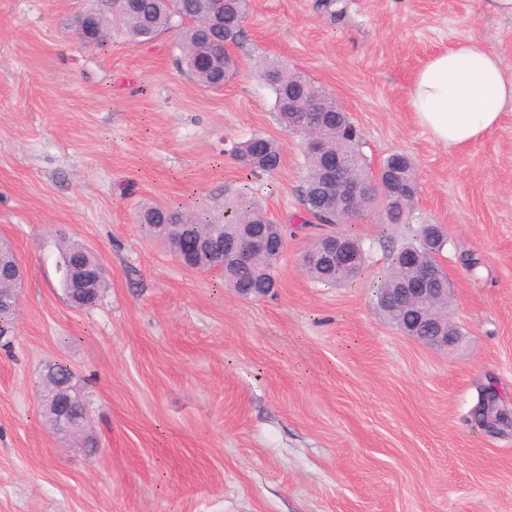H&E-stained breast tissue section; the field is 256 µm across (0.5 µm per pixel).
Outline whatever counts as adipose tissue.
<instances>
[{
  "instance_id": "adipose-tissue-1",
  "label": "adipose tissue",
  "mask_w": 512,
  "mask_h": 512,
  "mask_svg": "<svg viewBox=\"0 0 512 512\" xmlns=\"http://www.w3.org/2000/svg\"><path fill=\"white\" fill-rule=\"evenodd\" d=\"M416 123L448 148L471 145L494 129L512 106V77L482 40L456 42L415 75L409 89Z\"/></svg>"
}]
</instances>
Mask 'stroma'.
<instances>
[{"instance_id": "obj_1", "label": "stroma", "mask_w": 512, "mask_h": 512, "mask_svg": "<svg viewBox=\"0 0 512 512\" xmlns=\"http://www.w3.org/2000/svg\"><path fill=\"white\" fill-rule=\"evenodd\" d=\"M87 0H0V238L27 270L0 348V512H512V428L478 429L493 390L512 411V108L468 148L434 143L408 92L434 55L475 37L512 76V16L485 0H251L219 89L177 65V31L82 41ZM305 73L348 112L370 166L409 156L413 220L444 225L462 336L419 344L374 304L386 271L376 212L342 234L370 249L361 278L303 274L304 167L263 68ZM275 139L279 168L243 178L235 146ZM248 187L288 227L273 295L245 300L141 236L140 205L224 210ZM90 248L109 287L70 305L60 242ZM74 370L95 451L46 424L45 363Z\"/></svg>"}]
</instances>
